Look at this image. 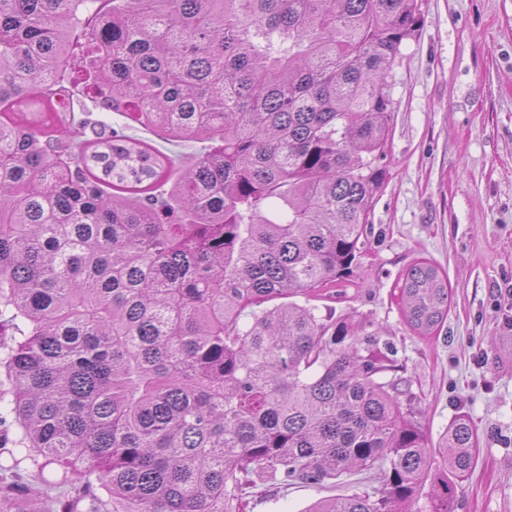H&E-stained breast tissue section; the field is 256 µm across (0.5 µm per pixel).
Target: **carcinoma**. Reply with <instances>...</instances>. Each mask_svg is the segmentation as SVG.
Masks as SVG:
<instances>
[{"mask_svg":"<svg viewBox=\"0 0 512 512\" xmlns=\"http://www.w3.org/2000/svg\"><path fill=\"white\" fill-rule=\"evenodd\" d=\"M420 25L418 0H0V370L17 426L0 512H241L265 476L371 470L381 488L310 512H411L427 483L429 512H454L470 420L433 450L375 378L378 352L292 301L361 254L388 77ZM79 86L204 151L174 169L76 118ZM396 288L434 335L447 275L422 259ZM25 460L59 466L71 495L13 496Z\"/></svg>","mask_w":512,"mask_h":512,"instance_id":"1","label":"carcinoma"}]
</instances>
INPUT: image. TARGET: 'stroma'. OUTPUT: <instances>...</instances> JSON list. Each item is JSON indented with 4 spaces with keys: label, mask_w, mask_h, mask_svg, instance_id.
<instances>
[{
    "label": "stroma",
    "mask_w": 512,
    "mask_h": 512,
    "mask_svg": "<svg viewBox=\"0 0 512 512\" xmlns=\"http://www.w3.org/2000/svg\"><path fill=\"white\" fill-rule=\"evenodd\" d=\"M422 23L390 74L394 102L388 176L378 190L365 251L317 298L319 316L352 324L388 358L383 380L440 443L466 414L477 463L455 512H512V0H419ZM104 119L192 163L193 141L173 143L119 112ZM427 259L448 276L451 305L436 336L405 322L395 284ZM366 474L323 485L264 478L245 512H308L316 502L375 487Z\"/></svg>",
    "instance_id": "1"
}]
</instances>
